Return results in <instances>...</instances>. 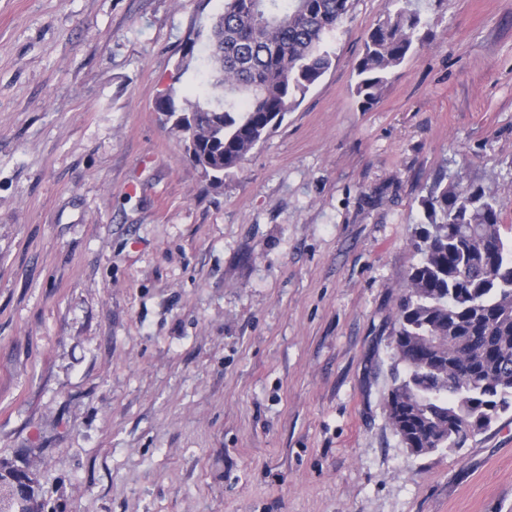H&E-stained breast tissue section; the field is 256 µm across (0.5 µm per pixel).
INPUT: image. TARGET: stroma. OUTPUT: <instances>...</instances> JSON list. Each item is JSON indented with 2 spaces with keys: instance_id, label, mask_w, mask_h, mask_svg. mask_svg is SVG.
<instances>
[{
  "instance_id": "1",
  "label": "stroma",
  "mask_w": 512,
  "mask_h": 512,
  "mask_svg": "<svg viewBox=\"0 0 512 512\" xmlns=\"http://www.w3.org/2000/svg\"><path fill=\"white\" fill-rule=\"evenodd\" d=\"M387 5L217 184L155 102L224 0H0V467L43 512H512V411L424 456L385 412L420 196L512 224V0H420L366 106ZM383 19L369 32L356 66L354 93L366 104L377 100L398 67L417 46L426 22L415 0H389Z\"/></svg>"
}]
</instances>
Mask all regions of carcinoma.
I'll use <instances>...</instances> for the list:
<instances>
[{"mask_svg": "<svg viewBox=\"0 0 512 512\" xmlns=\"http://www.w3.org/2000/svg\"><path fill=\"white\" fill-rule=\"evenodd\" d=\"M353 0H224L199 56L176 64L199 84L156 102L184 154L221 180L331 67L325 40ZM416 0H389L356 66L354 93L377 100L398 67L423 45ZM422 220L393 336L396 361L387 420L417 456L461 448L512 408V225L504 204L472 185L441 176L419 199Z\"/></svg>", "mask_w": 512, "mask_h": 512, "instance_id": "obj_1", "label": "carcinoma"}]
</instances>
